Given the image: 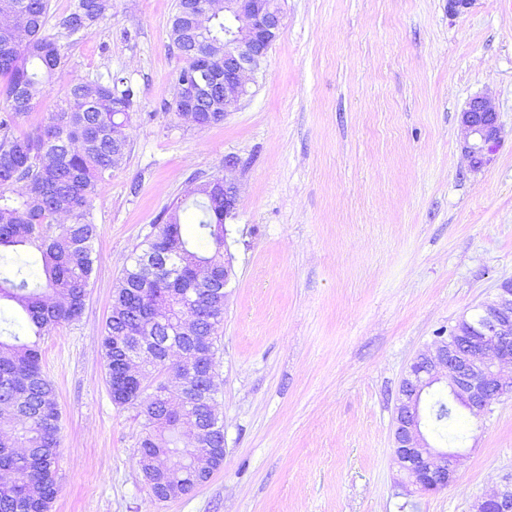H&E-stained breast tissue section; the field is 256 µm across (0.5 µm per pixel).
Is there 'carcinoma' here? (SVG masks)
<instances>
[{
	"label": "carcinoma",
	"mask_w": 512,
	"mask_h": 512,
	"mask_svg": "<svg viewBox=\"0 0 512 512\" xmlns=\"http://www.w3.org/2000/svg\"><path fill=\"white\" fill-rule=\"evenodd\" d=\"M191 3L176 0L169 41L184 65L178 72L175 112L188 105L187 84L205 59L200 46L224 42V12L196 17ZM105 0H77L58 17L61 35L83 37L103 18ZM49 0H0V303L20 309L23 320L5 318L0 338V512H50L57 493L53 464L60 447L56 389L42 369L39 340L52 329L79 320L94 269L97 236L93 201L129 150L126 127L135 92L124 79H76L47 120L16 133L19 117L31 111L43 87L67 65L65 44L46 33ZM192 121L209 126L224 121V87L194 103ZM194 211L177 205L143 243L122 272L111 312L100 336L106 385L117 404L141 409L146 435L139 463L161 501L188 493L224 462L221 419L200 407L170 408L156 374L169 351L216 352L224 323V196L211 179L191 189ZM40 253L42 277L35 279L19 249ZM180 270L176 278L170 266ZM193 288L205 305L199 319L184 303ZM155 337L142 356L136 378L113 388L123 375L133 333ZM459 417L435 400L428 422L439 435Z\"/></svg>",
	"instance_id": "carcinoma-1"
}]
</instances>
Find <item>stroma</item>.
I'll list each match as a JSON object with an SVG mask.
<instances>
[{
    "label": "stroma",
    "instance_id": "35a3bbf8",
    "mask_svg": "<svg viewBox=\"0 0 512 512\" xmlns=\"http://www.w3.org/2000/svg\"><path fill=\"white\" fill-rule=\"evenodd\" d=\"M175 3L111 0L17 126L40 125L74 78L136 93L130 153L94 200L83 314L40 341L60 411L50 512H472L512 484V397L461 415L460 478L438 493L397 466L392 429L414 356L512 279V0L458 16L447 0H279L280 38L237 110L204 128L171 108ZM477 96L500 141L474 172L460 114ZM216 177L238 193L215 366L224 463L160 501L99 336L135 249Z\"/></svg>",
    "mask_w": 512,
    "mask_h": 512
}]
</instances>
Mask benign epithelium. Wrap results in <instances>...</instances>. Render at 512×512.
I'll return each mask as SVG.
<instances>
[{
	"label": "benign epithelium",
	"instance_id": "1",
	"mask_svg": "<svg viewBox=\"0 0 512 512\" xmlns=\"http://www.w3.org/2000/svg\"><path fill=\"white\" fill-rule=\"evenodd\" d=\"M224 15L232 17L236 33L224 41V111L235 109L247 94L244 76L261 67L283 31V14L276 0H223ZM464 151L478 171L491 161L500 128L497 113L481 97L471 99L461 112ZM224 189V216L237 205V189L220 180ZM512 365V281L457 321L453 335L433 342L420 353L401 382L394 418V459L425 492H439L459 477L463 454L430 444L422 430L421 398L434 384L447 381L449 402L478 416L491 400L512 396V376L501 365ZM475 512H512V487L484 498Z\"/></svg>",
	"mask_w": 512,
	"mask_h": 512
}]
</instances>
